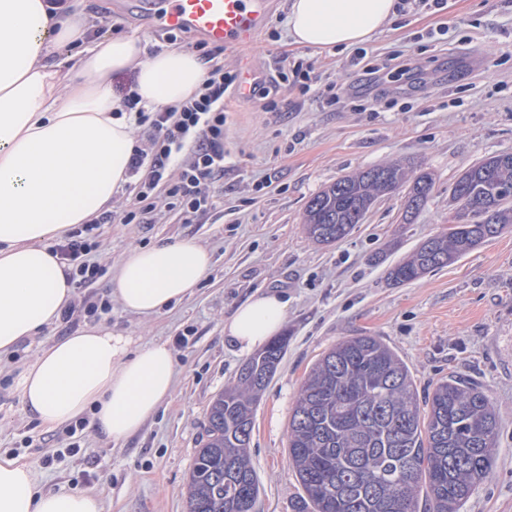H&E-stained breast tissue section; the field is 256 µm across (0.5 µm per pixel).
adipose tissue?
Returning <instances> with one entry per match:
<instances>
[{"label":"adipose tissue","mask_w":512,"mask_h":512,"mask_svg":"<svg viewBox=\"0 0 512 512\" xmlns=\"http://www.w3.org/2000/svg\"><path fill=\"white\" fill-rule=\"evenodd\" d=\"M83 0H0V358L61 321L75 290L53 253L75 225L107 210L128 180L133 116L112 87L131 75L141 106H175L206 67L185 49L147 53L136 37L87 40ZM396 0H290L288 36L313 49L344 50L392 24ZM84 42L71 52L75 42ZM210 252L190 239L127 249L109 292L123 311L151 320L208 277ZM287 304L259 292L224 322L241 352L283 328ZM178 374L169 342L83 325L53 339L16 375L12 390L47 429L87 421L121 445L166 403ZM0 512H103L89 491L44 492L28 462L0 456Z\"/></svg>","instance_id":"adipose-tissue-1"}]
</instances>
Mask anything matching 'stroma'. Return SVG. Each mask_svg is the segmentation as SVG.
<instances>
[{"label":"stroma","mask_w":512,"mask_h":512,"mask_svg":"<svg viewBox=\"0 0 512 512\" xmlns=\"http://www.w3.org/2000/svg\"><path fill=\"white\" fill-rule=\"evenodd\" d=\"M132 0H85L90 36L135 35L155 52L193 49L194 36L169 41ZM289 0L249 47H221L215 64L250 63L267 78L274 110L225 95L224 176L214 206L195 223L155 197L151 224H103L92 231L91 261L103 269L75 292L71 316L27 340L0 362V454L38 471L41 488L90 490L104 512H186L187 482L214 396L238 381L246 355L224 341V320L260 291L288 302V345L254 412L249 448L260 495L257 512H295L302 488L288 459V425L301 382L320 355L348 336L380 337L408 364L419 394L456 376L479 385L498 417L490 477L459 512H512V226L447 267L395 285L388 270L424 240L447 232L450 189L477 160L512 153V0H444L426 13H399L363 49L398 67L367 85L354 49L316 50L288 36ZM432 27L445 35L428 37ZM303 63L310 91L277 85L281 60ZM388 162L430 171L435 185L412 223L403 193L378 198L362 224L328 246L306 234L308 200L342 176ZM192 239L212 253L210 275L193 296L144 321L108 299L110 272L133 246ZM167 339L178 375L169 402L124 445L85 423L50 430L12 393L19 368L49 340L86 323Z\"/></svg>","instance_id":"stroma-1"}]
</instances>
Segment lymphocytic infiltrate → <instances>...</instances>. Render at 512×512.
<instances>
[{
    "label": "lymphocytic infiltrate",
    "instance_id": "f902f5d3",
    "mask_svg": "<svg viewBox=\"0 0 512 512\" xmlns=\"http://www.w3.org/2000/svg\"><path fill=\"white\" fill-rule=\"evenodd\" d=\"M205 78L198 91L182 104L137 113L144 141L134 150L128 176L136 189L123 210L103 212L102 224H143L155 206L156 189H163L169 208L186 217L211 208L214 194L209 185L224 173V95L237 77L223 67L211 65L210 51H203ZM92 248L81 232L69 233L54 248L60 260L71 267L72 280L83 288L94 282L100 269L90 264Z\"/></svg>",
    "mask_w": 512,
    "mask_h": 512
}]
</instances>
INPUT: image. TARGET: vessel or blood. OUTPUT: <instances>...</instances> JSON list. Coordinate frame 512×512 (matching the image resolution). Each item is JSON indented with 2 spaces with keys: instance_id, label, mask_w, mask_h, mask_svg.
Returning a JSON list of instances; mask_svg holds the SVG:
<instances>
[{
  "instance_id": "obj_1",
  "label": "vessel or blood",
  "mask_w": 512,
  "mask_h": 512,
  "mask_svg": "<svg viewBox=\"0 0 512 512\" xmlns=\"http://www.w3.org/2000/svg\"><path fill=\"white\" fill-rule=\"evenodd\" d=\"M154 10L152 0L137 5L152 14L159 28L187 33L214 44L242 46L262 32L272 11V0H167Z\"/></svg>"
}]
</instances>
